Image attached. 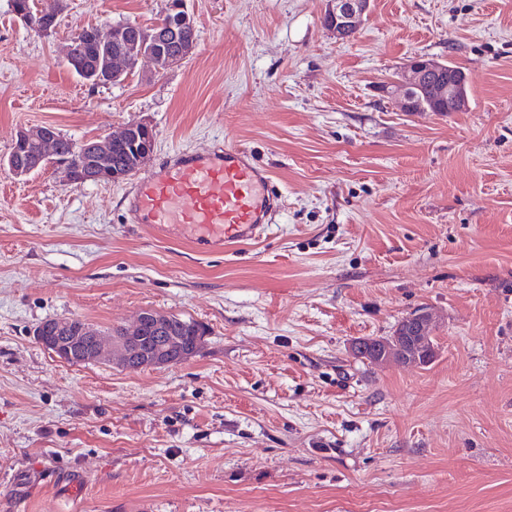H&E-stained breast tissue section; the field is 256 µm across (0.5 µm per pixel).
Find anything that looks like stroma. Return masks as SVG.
Returning a JSON list of instances; mask_svg holds the SVG:
<instances>
[{
	"label": "stroma",
	"instance_id": "35a3bbf8",
	"mask_svg": "<svg viewBox=\"0 0 512 512\" xmlns=\"http://www.w3.org/2000/svg\"><path fill=\"white\" fill-rule=\"evenodd\" d=\"M185 3L181 65L94 88L67 35L169 0H60L49 36L0 0V157L144 123L146 169L237 144L279 197L262 239L202 254L130 222L134 178L0 169V512H512V0H373L344 41L326 0ZM416 54L461 67L465 111L383 95ZM420 307L428 366L352 353ZM145 310L202 324L199 352L71 365L33 335Z\"/></svg>",
	"mask_w": 512,
	"mask_h": 512
}]
</instances>
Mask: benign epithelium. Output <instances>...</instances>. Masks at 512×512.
<instances>
[{
	"mask_svg": "<svg viewBox=\"0 0 512 512\" xmlns=\"http://www.w3.org/2000/svg\"><path fill=\"white\" fill-rule=\"evenodd\" d=\"M370 3L371 0H328L323 17L324 27L338 40L353 36ZM166 15L169 28L155 35L153 46L146 55L160 71L176 66L181 57L175 50L177 27L194 24V18L187 14L184 7V0H170ZM140 31L142 27L132 22L124 27L110 25L105 31L97 26L90 28L98 42L115 47L112 58L105 62L98 74V85L114 83L130 70L131 64L124 56L121 45L129 40L132 33ZM382 89L386 94L399 95L405 112L416 111L422 97L435 112H460L467 105L465 75L461 73L450 79L445 64L421 54L410 57L402 73L383 85ZM33 142L38 145L40 157L51 161L62 183L101 184L123 179V176L112 171L111 163L96 159V156L103 155V143L110 144L112 148L122 146L131 149L144 161L154 150L155 133L145 124L131 123L103 140L90 138L77 142L71 155L62 156L57 149L56 129L38 126L20 131L8 159L1 160L0 164L8 167L17 177L28 175V171L17 164L16 158L28 153ZM171 325L172 318L169 316L142 312L131 326L124 328L121 336H104L88 328L82 336H59L58 330L66 327L64 319L36 328L34 335L43 347L72 365L107 358L125 369H139L179 364L201 347L202 336H178L172 331ZM435 327L433 313L423 307L402 318L391 335L358 340L353 344V350L375 364L393 362L401 366H426L435 357Z\"/></svg>",
	"mask_w": 512,
	"mask_h": 512,
	"instance_id": "7a95c632",
	"label": "benign epithelium"
}]
</instances>
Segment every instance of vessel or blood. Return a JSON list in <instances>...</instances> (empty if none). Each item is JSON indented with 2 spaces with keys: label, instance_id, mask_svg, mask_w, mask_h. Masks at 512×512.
Segmentation results:
<instances>
[{
  "label": "vessel or blood",
  "instance_id": "1",
  "mask_svg": "<svg viewBox=\"0 0 512 512\" xmlns=\"http://www.w3.org/2000/svg\"><path fill=\"white\" fill-rule=\"evenodd\" d=\"M277 202L271 172L247 148L227 145L174 152L136 181L129 212L158 234L177 225L199 252L215 253L262 236Z\"/></svg>",
  "mask_w": 512,
  "mask_h": 512
}]
</instances>
